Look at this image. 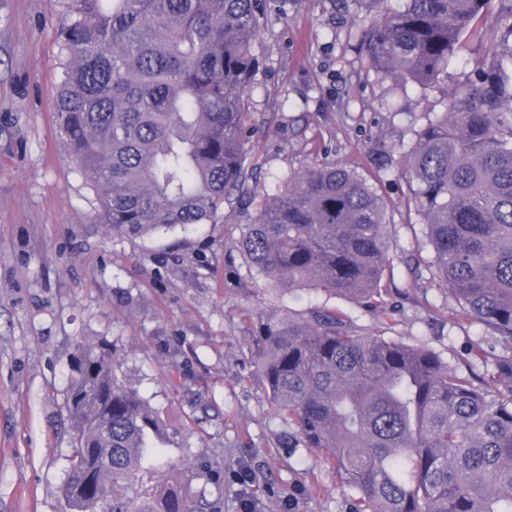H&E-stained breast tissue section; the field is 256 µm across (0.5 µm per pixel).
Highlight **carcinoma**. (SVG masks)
Here are the masks:
<instances>
[{"label":"carcinoma","instance_id":"obj_1","mask_svg":"<svg viewBox=\"0 0 512 512\" xmlns=\"http://www.w3.org/2000/svg\"><path fill=\"white\" fill-rule=\"evenodd\" d=\"M264 2L64 0L58 129L112 232L217 224L247 194ZM485 2L397 0L362 50L379 74L424 88ZM408 175L434 274L468 319L512 342V23L452 111L426 118ZM390 242L367 180L312 164L260 205L237 245L271 282L362 302L380 290ZM254 347L267 397L306 447L328 451L356 512H512V353L493 358L505 387L488 390L324 307L266 319ZM67 412L70 512H205L178 483L126 499L165 421L119 378L112 346L77 345Z\"/></svg>","mask_w":512,"mask_h":512}]
</instances>
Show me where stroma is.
<instances>
[{
  "label": "stroma",
  "mask_w": 512,
  "mask_h": 512,
  "mask_svg": "<svg viewBox=\"0 0 512 512\" xmlns=\"http://www.w3.org/2000/svg\"><path fill=\"white\" fill-rule=\"evenodd\" d=\"M64 18L63 0H0V512H68L71 359L78 341L102 338L125 385L166 421L163 454L144 463L140 485L190 480L219 512H350L356 492L267 398L254 338L263 318L321 306L466 376L489 377L493 358L512 352L427 269L433 251L401 175L426 114L450 108L480 68L479 40L436 82L404 92L360 52L373 15L359 0H268L254 43L249 186L273 194L317 163L357 169L377 190L390 268L359 304L250 269L237 241L251 207L141 237L100 224L56 125ZM205 467L221 471V487L206 485Z\"/></svg>",
  "instance_id": "1"
}]
</instances>
